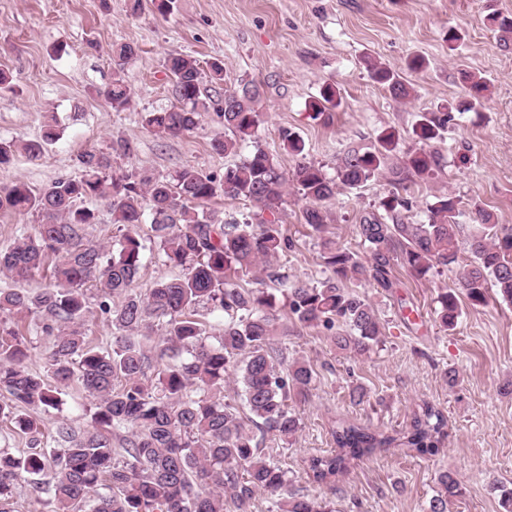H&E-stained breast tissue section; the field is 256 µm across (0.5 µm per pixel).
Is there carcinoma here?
<instances>
[{
	"instance_id": "cac0c4a2",
	"label": "carcinoma",
	"mask_w": 512,
	"mask_h": 512,
	"mask_svg": "<svg viewBox=\"0 0 512 512\" xmlns=\"http://www.w3.org/2000/svg\"><path fill=\"white\" fill-rule=\"evenodd\" d=\"M363 64L394 100L412 97L413 88L399 71L369 58ZM163 67L175 103L145 113L147 129L159 138L189 133L211 110L224 126V137L212 142L215 152L235 154L248 142L253 149L224 167L219 177L191 167L161 177H115L112 156L131 150L120 139L105 149L80 152L77 178H58L37 193L23 182L0 186V212L38 218L34 232L0 249V272L18 284L0 289V314L33 317L41 332L52 337L47 379L28 367L27 337L0 327V388L10 395L0 401V420L28 440L22 455L0 450V512H18L20 485L51 512H224L226 494L235 512H250L258 492L277 498L276 512H334L323 499L288 495L286 472L270 462L256 436L260 431L286 442L295 435L300 423L288 398L293 391L308 390L314 375L304 360L284 365V354L275 346L277 308L303 325L330 331L335 346L364 354L380 342L382 325L365 296L343 287L350 275L368 272L389 288L396 264L418 278L459 266L453 285L437 296L436 321L446 330L458 322L462 297L480 307L493 288L502 302L512 305V227L492 223V214L476 204V224L464 233L456 221L460 199L449 193L437 194L427 204L426 222L409 221L414 203L410 188L442 167L443 156L434 144L456 115L483 106L487 83L465 73L466 98L417 115L415 145L401 148L399 132L385 129L373 146L345 151L330 177L322 166L303 159L287 173L259 144L261 91L255 81L242 80L213 100L202 96L201 85L206 76L224 81L223 61L205 68L191 55L169 53ZM104 97L117 112L129 106L131 92L121 70L113 72ZM340 105V92L330 83L309 103L316 118ZM59 137L52 115L41 139L0 142V166L18 151L37 158L44 144ZM279 138L283 149L304 156V141L295 131L283 128ZM378 178L391 189L377 210L362 214L356 225L359 244L370 259L366 267L357 253L324 236L322 204L340 189H357ZM290 185L307 203L304 223L321 239L327 274L315 285L290 283L275 267L280 255L294 248L278 217ZM219 195L250 202L251 220H218L205 211V203ZM102 197L109 199L112 223L122 231L110 248L89 239L98 215L84 202ZM146 222L164 264L181 274L156 281L142 295L132 291V284L143 250L136 227ZM50 263L52 284L38 292L22 287ZM249 276L281 284L280 296L243 287L241 281ZM92 295L117 330L109 351L91 346L82 331ZM115 297L121 302L113 306ZM200 305L224 313V327L214 343L195 317ZM157 329L171 352L167 363L149 354L148 342ZM232 375L248 411L244 417L236 403L217 397ZM74 383L92 399L91 424L81 428L60 422L53 435L56 447L48 450L41 413L59 409L62 395ZM119 434L120 451L112 447V437ZM331 434L336 450L305 461L306 474L317 484L335 480L350 461L379 448L432 455L448 437L442 412L428 404L403 432L386 434L340 420ZM460 493L456 475L439 472L428 512H448Z\"/></svg>"
}]
</instances>
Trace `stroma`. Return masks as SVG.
Returning <instances> with one entry per match:
<instances>
[{"label":"stroma","mask_w":512,"mask_h":512,"mask_svg":"<svg viewBox=\"0 0 512 512\" xmlns=\"http://www.w3.org/2000/svg\"><path fill=\"white\" fill-rule=\"evenodd\" d=\"M131 4L0 0V72L11 78L10 89L0 92V140L38 138L50 112L61 125L59 140L39 159L19 154L0 167V184L22 181L40 191L58 178L79 176L81 151L118 139L132 146L131 154L112 159L118 176L135 170L166 175L183 166L219 175L237 163L236 155L211 148L224 133L214 113L178 137L159 139L145 128L144 113L173 101L162 66L172 51L204 63L222 60L227 85L260 82L261 145L283 170H292L297 159L279 139L280 129H292L304 139L307 159L329 174L344 150L374 144L384 129L399 131L402 147L413 146L418 113L461 98L468 71L489 81L484 105L458 117L445 133L438 145L443 168L416 186L415 211L424 215L433 195L447 190L461 201L459 223H470L478 204L495 223L512 226V45H504L491 21L512 15V0H173L165 14L154 0H142L136 10ZM451 27L464 35L453 47L445 40ZM117 44L137 50L122 68L131 103L121 112L103 96L117 68L111 54ZM416 54L429 65L407 72L414 92L403 103L373 82L363 65L370 57L404 70ZM326 81L336 83L342 104L315 119L308 103ZM387 190L385 180H374L327 201V237L358 250L355 226ZM303 206L289 191L279 220L295 249L277 267L288 279L313 284L325 266ZM138 233L145 249L133 289L143 292L178 271L159 260L149 225ZM455 278V271L444 269L420 279L399 266L389 289L366 274L346 279L345 288L366 296L382 323L379 345L362 355L336 348L323 328L283 319L288 360H307L316 372L307 394L289 401L300 420L297 433L285 442H263L286 471L292 493L331 501L336 512H426L438 472L450 470L463 486L451 512H503L501 490L512 487V394L501 391L512 381V305L489 295L486 305L463 306L456 328L443 330L434 321L435 298ZM451 370L458 376L452 386L445 378ZM357 385L367 392L360 404L349 397ZM425 403L448 418L438 454L387 448L351 461L334 482L309 481L305 461L332 448V422L392 433L409 427Z\"/></svg>","instance_id":"35a3bbf8"}]
</instances>
